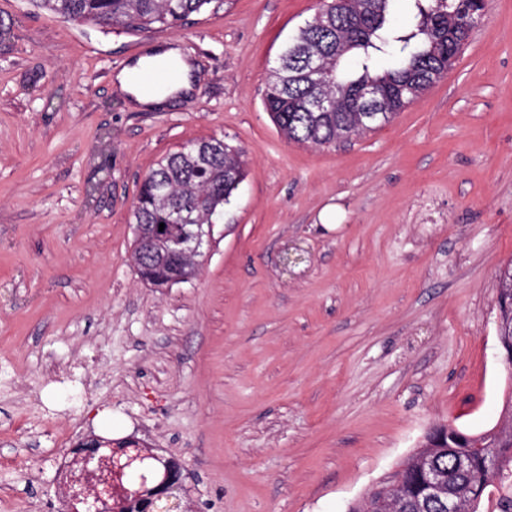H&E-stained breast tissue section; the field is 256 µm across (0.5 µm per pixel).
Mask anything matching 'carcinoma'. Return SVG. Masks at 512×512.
<instances>
[{
	"label": "carcinoma",
	"instance_id": "1",
	"mask_svg": "<svg viewBox=\"0 0 512 512\" xmlns=\"http://www.w3.org/2000/svg\"><path fill=\"white\" fill-rule=\"evenodd\" d=\"M63 19L114 29L153 32L174 26L193 14L219 9L224 0H32ZM394 0H337L321 4L322 19L312 18L278 58L267 77L265 109L278 132L301 145H331L366 133L362 128L360 91L377 89L389 123L415 99L444 78L472 33V0H412L413 21L399 29L391 21ZM313 57L327 73L317 83L306 69ZM330 98L319 112L313 100ZM245 175L242 151L212 139L202 152L178 149L163 157L143 179L133 210L135 224H208L224 212L236 185L227 169ZM503 300L500 335L512 341V259L497 274ZM502 457L489 464L485 450ZM429 456L444 476L448 495L462 512H478L483 498L499 493L497 510L512 512V426L471 434L450 427L425 436L421 445L368 492V500L351 504L348 512H368V501L388 498L400 486V501L420 491L419 462Z\"/></svg>",
	"mask_w": 512,
	"mask_h": 512
}]
</instances>
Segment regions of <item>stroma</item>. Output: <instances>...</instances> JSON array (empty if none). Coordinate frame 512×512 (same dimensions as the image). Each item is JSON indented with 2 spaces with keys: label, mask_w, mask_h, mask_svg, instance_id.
Segmentation results:
<instances>
[{
  "label": "stroma",
  "mask_w": 512,
  "mask_h": 512,
  "mask_svg": "<svg viewBox=\"0 0 512 512\" xmlns=\"http://www.w3.org/2000/svg\"><path fill=\"white\" fill-rule=\"evenodd\" d=\"M319 0H224L151 33L0 0V512H57L60 449L129 434L195 512H347L439 425L502 420L496 272L512 259V0L448 75L335 147L287 142L266 78ZM173 47L196 90L132 107ZM246 176L197 276L143 283L132 212L183 142ZM296 243L306 262L290 268ZM154 66L171 67L174 78L162 92L147 94L140 88L135 78L139 71ZM191 74V64L181 56L179 50L170 48L152 56L139 58L135 65L120 70L115 75V81L123 91L130 95L131 100L138 107L153 108L173 92L189 94L193 89Z\"/></svg>",
  "instance_id": "1"
}]
</instances>
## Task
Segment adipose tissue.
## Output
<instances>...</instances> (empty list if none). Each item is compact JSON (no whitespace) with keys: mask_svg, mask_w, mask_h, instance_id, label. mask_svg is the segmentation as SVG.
<instances>
[{"mask_svg":"<svg viewBox=\"0 0 512 512\" xmlns=\"http://www.w3.org/2000/svg\"><path fill=\"white\" fill-rule=\"evenodd\" d=\"M154 66L171 67L174 78L165 91L148 94L137 84L136 75L138 71ZM191 74V64L181 56L179 50L170 48L139 58L134 66L120 70L115 76V81L123 91L129 94L134 104L141 108H150L163 102L170 93H190L193 89Z\"/></svg>","mask_w":512,"mask_h":512,"instance_id":"adipose-tissue-1","label":"adipose tissue"}]
</instances>
